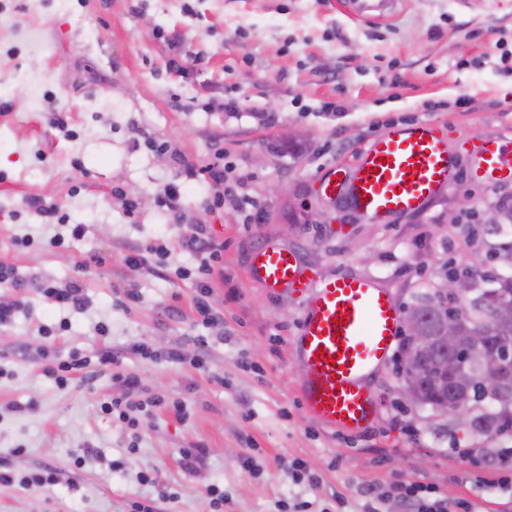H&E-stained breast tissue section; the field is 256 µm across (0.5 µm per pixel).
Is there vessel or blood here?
Returning a JSON list of instances; mask_svg holds the SVG:
<instances>
[{
	"label": "vessel or blood",
	"instance_id": "1",
	"mask_svg": "<svg viewBox=\"0 0 512 512\" xmlns=\"http://www.w3.org/2000/svg\"><path fill=\"white\" fill-rule=\"evenodd\" d=\"M474 175L488 185L512 181V142L475 136ZM455 161L432 124L394 128L370 142L354 169L331 167L320 178L324 196L379 222L420 209L451 187ZM254 278L269 289L290 288L304 298L295 338L302 367L300 396L320 423L360 430L378 407L365 384L389 358L402 316L393 296L373 282L345 273L317 281L300 256L273 244L251 254Z\"/></svg>",
	"mask_w": 512,
	"mask_h": 512
}]
</instances>
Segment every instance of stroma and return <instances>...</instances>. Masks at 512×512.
Wrapping results in <instances>:
<instances>
[{
  "mask_svg": "<svg viewBox=\"0 0 512 512\" xmlns=\"http://www.w3.org/2000/svg\"><path fill=\"white\" fill-rule=\"evenodd\" d=\"M504 55L512 0H395L381 20L357 16L351 0H0V264L20 278L0 283V302L20 304L0 325V461L20 476L54 472L50 484L0 486V512H126L154 497L138 479L150 470L176 495L161 512H212V486L224 512H286L294 498L310 512H360L370 495L383 512H402L399 482L474 512H512L496 486L504 436L416 404L393 361L367 381L380 408L367 429L309 416L293 344L300 299L249 270L255 248L278 244L314 278H368L402 306L435 291L451 265L507 274L488 264L478 226L488 209L512 206V182L474 179L469 152L475 134L512 142ZM60 116L70 136L56 130ZM419 122L457 159L449 190L385 223L324 198L325 169L351 167L372 139ZM219 153L216 207L203 169ZM171 184L181 193L176 223L160 205ZM32 197L85 225L84 238L47 246ZM201 225L223 246L210 324L192 279L178 275L196 266L179 242ZM25 234L33 246L16 250L12 238ZM159 239L164 271L125 263ZM98 252L110 259L84 277L85 310L61 312L39 292L38 282L65 283ZM63 318V335H41ZM101 321L108 335L96 332ZM106 348L141 378L135 400L176 399L183 415L158 409L134 433L98 409L126 394L110 374L65 390L42 374L43 356ZM175 348L183 361L168 359ZM19 445L25 453L11 455ZM197 446L206 459L187 470L181 451ZM297 463L300 484L290 477Z\"/></svg>",
  "mask_w": 512,
  "mask_h": 512,
  "instance_id": "1",
  "label": "stroma"
}]
</instances>
